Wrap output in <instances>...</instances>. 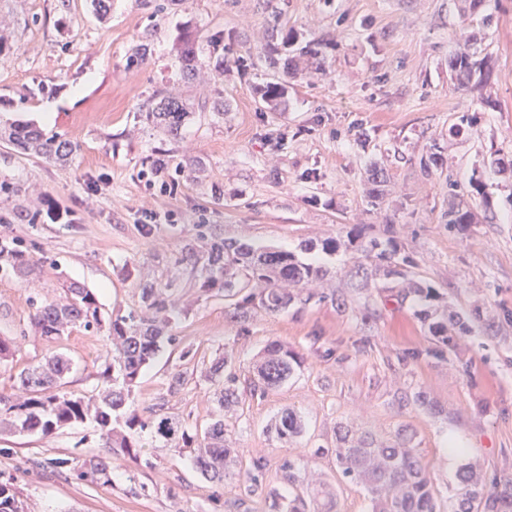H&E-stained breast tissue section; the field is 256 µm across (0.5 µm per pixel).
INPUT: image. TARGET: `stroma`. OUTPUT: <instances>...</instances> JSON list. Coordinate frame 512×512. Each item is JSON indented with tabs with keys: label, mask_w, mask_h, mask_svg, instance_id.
<instances>
[{
	"label": "stroma",
	"mask_w": 512,
	"mask_h": 512,
	"mask_svg": "<svg viewBox=\"0 0 512 512\" xmlns=\"http://www.w3.org/2000/svg\"><path fill=\"white\" fill-rule=\"evenodd\" d=\"M0 129L27 123L70 141L64 163L0 140V243L15 242L32 264L20 276L0 269V337L18 352L0 360V392H18L21 370L60 352L73 368L62 392L87 396L102 381L107 329L74 327L46 339L30 321L33 303L59 302L76 282L103 314L142 307V289L167 288L181 315L133 392L141 414L184 419L205 429L220 417L211 363L248 380L265 346L305 357L280 388L246 396L224 435L243 467L263 461L258 484L237 476L206 481L189 453L142 433L144 461L102 448L92 425L49 435L0 432V482L28 512H267L286 482L283 459L336 484L343 512H369L362 487L336 471V427L350 423L383 438L399 431L431 468L444 508L455 502L457 468L448 452L477 456L488 477L512 474V0H112L98 16L91 0H0ZM293 29L291 55L315 43L322 72L285 82V111L262 107L270 68L263 35ZM223 32L224 73L184 81L175 38L182 28ZM144 44L145 59L131 50ZM468 52L487 58L459 88L449 66ZM178 95L194 107L180 137L148 124L139 106ZM223 111H214L215 101ZM436 155L437 166L423 160ZM170 165L157 175L152 160ZM387 181L371 200V166ZM468 204L475 221L448 224V208ZM391 241L410 270L468 318L455 350H436L427 325L397 292L353 287L363 253L324 254L316 241L349 230ZM235 239L293 252L321 266L325 292L348 297L344 310L310 301L235 319L233 298L204 287L185 254ZM184 385L169 392L174 373ZM424 393L429 404L400 406ZM300 413L306 433L278 441L266 430L282 411ZM111 462L110 484L78 479L82 461Z\"/></svg>",
	"instance_id": "35a3bbf8"
}]
</instances>
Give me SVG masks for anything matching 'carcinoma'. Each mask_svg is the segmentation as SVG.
Masks as SVG:
<instances>
[{
    "label": "carcinoma",
    "instance_id": "cac0c4a2",
    "mask_svg": "<svg viewBox=\"0 0 512 512\" xmlns=\"http://www.w3.org/2000/svg\"><path fill=\"white\" fill-rule=\"evenodd\" d=\"M279 41L266 44L267 58L272 68L279 64L278 56L294 41V32L285 28L277 31ZM225 49L224 35L215 33L202 42L186 32L180 37L178 67L185 79L195 76L209 65L212 56ZM484 65L468 55L455 58L453 68L459 85H465L476 67ZM285 95V85L278 79L266 83L262 101L271 112L279 111ZM148 122L166 127L169 135L181 134L182 123L190 113L187 103L174 98L149 97L139 107ZM8 140L47 160L62 161L74 146L59 138H45L28 125L16 124ZM471 210L458 203L448 209V223L461 228L472 223ZM360 239L354 231L346 237L330 236L321 240V250L334 254L350 248ZM364 256L372 259L365 280L355 284L368 287V280L380 278L383 287L391 284L402 288L403 298L417 307V315L428 323V332L442 347H454V337L469 332L467 320L449 312L436 302L441 299L438 289L422 279L412 277L405 262L395 258L396 250L371 239L360 244ZM13 271L22 273L29 267L23 251L0 244V261ZM183 260L202 265L206 283L224 287V296L235 297L234 315L241 318L253 308L277 314L299 298L297 291L323 280L324 270L303 263L285 251H271L262 246L225 239L211 246L206 259L190 253ZM145 310L130 311L104 318L94 293L78 285L68 288L66 302L42 303L34 308L31 322L40 335L49 339L61 338L70 328H100L108 323L111 348L100 371L103 388L83 397L60 391V382L70 370V361L61 354H52L29 365L19 374L21 393H0V427L16 432L48 435L57 429L82 424H94L103 447L112 453L140 457L142 446L134 435L147 431L153 437L181 452L192 449L193 463L201 475L213 483H222L232 475L238 454L224 440V424L212 423L199 436L191 435L178 417L155 414L144 417L134 407L132 391L141 371L160 351L164 342L175 337L166 331L176 318V303L172 294L147 285L142 288ZM304 357L295 349L279 342L268 344L255 366L254 376L246 388L239 386L236 374L226 372L227 362L211 365L210 373L222 379L218 393L219 408L230 410L239 406L243 395H262L280 387L301 369ZM270 429L281 442L300 437L305 430L301 417L287 410L275 419ZM410 438L398 434L395 439H383L368 431H359L347 424L336 427V447L314 450L316 455L331 453L341 475L362 485L372 503V512H441L434 479L415 448L408 446ZM288 490L270 495L269 512H340L335 488L326 481H310L302 475L294 461L286 459L281 465ZM82 480L109 483V465L100 458L85 461L77 469ZM458 492L455 512H512V479L494 483L486 480L476 462L467 460L457 474ZM0 512H22L13 489L0 484Z\"/></svg>",
    "mask_w": 512,
    "mask_h": 512
}]
</instances>
